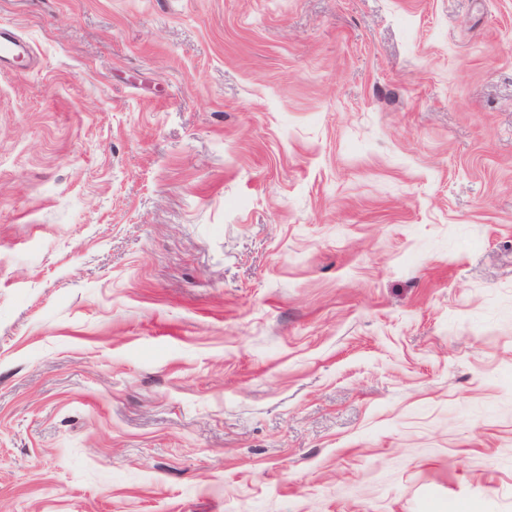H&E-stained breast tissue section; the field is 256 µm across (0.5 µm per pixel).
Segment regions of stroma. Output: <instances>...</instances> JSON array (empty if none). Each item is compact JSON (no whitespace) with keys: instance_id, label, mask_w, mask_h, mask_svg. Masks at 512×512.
I'll use <instances>...</instances> for the list:
<instances>
[{"instance_id":"obj_1","label":"stroma","mask_w":512,"mask_h":512,"mask_svg":"<svg viewBox=\"0 0 512 512\" xmlns=\"http://www.w3.org/2000/svg\"><path fill=\"white\" fill-rule=\"evenodd\" d=\"M0 507L512 512V0H0ZM21 39L11 30L0 29V62L10 63L21 57Z\"/></svg>"}]
</instances>
